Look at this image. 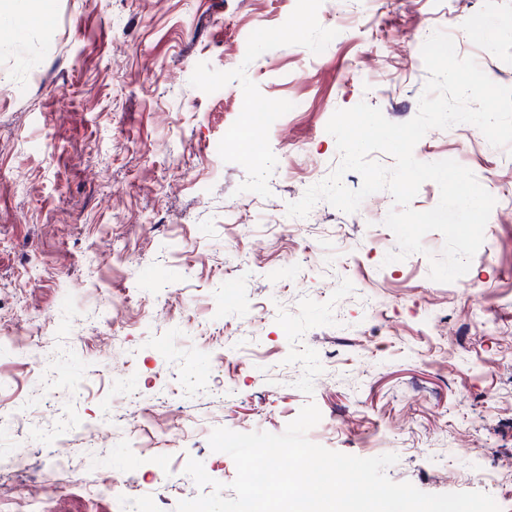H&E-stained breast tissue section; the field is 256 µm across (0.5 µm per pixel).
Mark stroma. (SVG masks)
I'll return each instance as SVG.
<instances>
[{
  "mask_svg": "<svg viewBox=\"0 0 512 512\" xmlns=\"http://www.w3.org/2000/svg\"><path fill=\"white\" fill-rule=\"evenodd\" d=\"M423 23L467 29L457 54L512 87V0H25L0 15V316L50 328L39 359L0 355L12 380L0 405L26 414L0 428V453L22 436L32 446L0 473V512H18L8 487L41 475L48 443L112 423L123 394L199 420L178 448L112 424L99 465L131 470L143 512L199 495L188 474L159 480L191 458L232 497L236 467L211 432L279 434L310 402L312 442L395 454L392 481L484 492L512 512V482L473 477L512 457V222L488 220L469 271L439 283L440 233L386 263L388 191L353 213L318 202L314 221L286 211L340 160L336 110L416 115L429 74L410 36ZM491 25L505 32L492 45ZM288 100L275 123L251 120L256 103ZM413 154L457 161L512 210V183H488L512 146L459 123ZM103 244L114 257L98 265ZM163 284L185 307L163 310ZM115 300L140 322L103 319ZM43 512L114 508L72 484Z\"/></svg>",
  "mask_w": 512,
  "mask_h": 512,
  "instance_id": "35a3bbf8",
  "label": "stroma"
}]
</instances>
